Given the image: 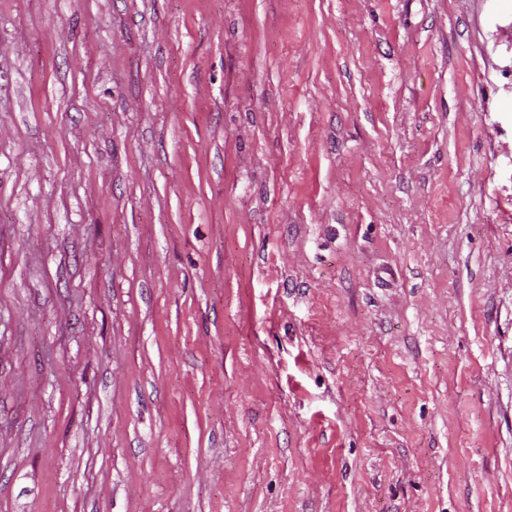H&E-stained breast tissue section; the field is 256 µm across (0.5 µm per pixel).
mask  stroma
I'll use <instances>...</instances> for the list:
<instances>
[{"label": "stroma", "mask_w": 512, "mask_h": 512, "mask_svg": "<svg viewBox=\"0 0 512 512\" xmlns=\"http://www.w3.org/2000/svg\"><path fill=\"white\" fill-rule=\"evenodd\" d=\"M0 512H512V0H0Z\"/></svg>", "instance_id": "stroma-1"}]
</instances>
